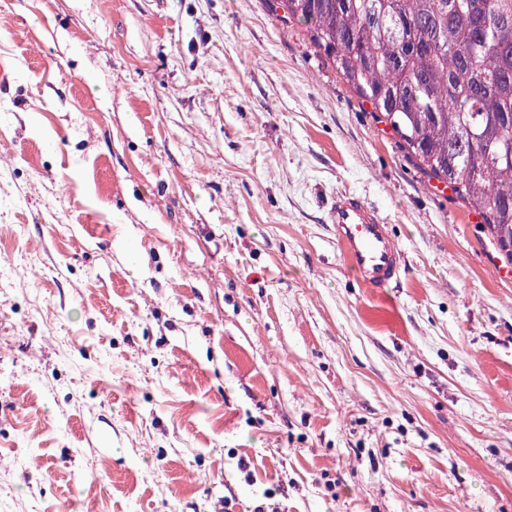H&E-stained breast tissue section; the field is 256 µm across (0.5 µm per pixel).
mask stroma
I'll list each match as a JSON object with an SVG mask.
<instances>
[{
	"label": "stroma",
	"instance_id": "stroma-1",
	"mask_svg": "<svg viewBox=\"0 0 512 512\" xmlns=\"http://www.w3.org/2000/svg\"><path fill=\"white\" fill-rule=\"evenodd\" d=\"M1 228L0 512H512V277L267 0H0ZM328 219L345 265L362 288L378 290L399 280L405 251L390 224L361 196L337 193Z\"/></svg>",
	"mask_w": 512,
	"mask_h": 512
}]
</instances>
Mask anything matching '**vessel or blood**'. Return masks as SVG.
I'll return each instance as SVG.
<instances>
[{"label": "vessel or blood", "mask_w": 512, "mask_h": 512, "mask_svg": "<svg viewBox=\"0 0 512 512\" xmlns=\"http://www.w3.org/2000/svg\"><path fill=\"white\" fill-rule=\"evenodd\" d=\"M328 219L344 262L361 287L378 290L399 280L405 251L390 224L361 196L337 193Z\"/></svg>", "instance_id": "vessel-or-blood-1"}]
</instances>
